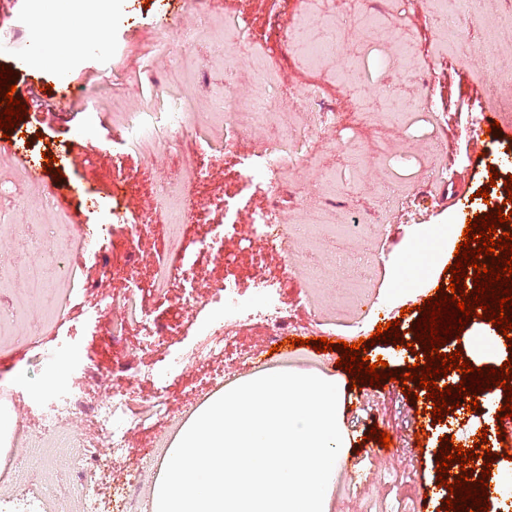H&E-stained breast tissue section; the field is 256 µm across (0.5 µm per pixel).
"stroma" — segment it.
<instances>
[{"mask_svg": "<svg viewBox=\"0 0 512 512\" xmlns=\"http://www.w3.org/2000/svg\"><path fill=\"white\" fill-rule=\"evenodd\" d=\"M344 0H204L182 14L177 28L162 26L161 0H105L100 11L76 7L58 11L42 0L43 19L56 38L44 52L25 46L35 26L27 0H0V66L12 69L15 85L31 80L54 84L67 69L86 97L85 112H62L27 104L23 121L6 140L27 145L32 156L70 153L73 164L62 178L24 181V169L0 153V225H15L0 238V272L12 287L0 291V317L23 309L27 322L0 346V411L14 420L7 459H0V483L10 484L21 449L40 434L35 398L58 369L80 364L78 384L88 400L106 393L138 403L164 392L167 416L131 429L129 454L112 462L104 484L119 486L139 476L149 496L154 472L142 469L145 454L161 457L156 441L171 442L180 426L208 398L233 382L288 368L340 376L339 414L348 438L333 484L329 512H437L449 492L439 487L436 456L442 436L472 447L503 398H480L478 411L454 414L443 433L426 413V400L410 401L399 382L381 387L353 384L338 372L339 351L319 352L307 339L360 336L369 340L370 358L390 361L394 343L372 341L370 316L398 320L407 332L430 295L421 281L402 282L408 266H424L411 254L417 240L439 237L454 222L449 201L455 193L475 194L489 186L486 167L474 154L475 142L493 151H512V134L489 135L485 116L500 104L491 85L512 90V0H361L353 19H345ZM494 45L496 60L480 50ZM246 52L247 67L230 57ZM264 104L274 114L259 126L238 129L239 114L224 112L226 98ZM126 112H178L182 131L161 137L152 149L120 141L112 134L113 103ZM315 132L312 161L294 145ZM268 141L288 144V167L279 181L247 185L240 155ZM198 163L197 216L183 236L192 258L194 287L172 288L164 298L147 297L148 319L167 326L151 338L142 326L127 334L122 349L112 346L114 312L108 300L122 293L128 275L152 279L166 248L165 222L151 216L159 172ZM232 202L237 224H225L224 204ZM278 203L284 224H365L363 236L325 243V256L370 253L358 300L348 286L316 290L302 259L275 251L254 237V215ZM105 225L104 238L73 242L66 264L76 292L53 294L56 322H46L39 304L24 288L23 273L46 262L44 247L62 226ZM224 224L222 248L207 247L217 224ZM230 278L241 292L274 285L298 351L273 349L263 322L238 328L224 355L210 352L223 309L212 287ZM63 342L74 354L45 367L43 355ZM124 354L134 366L156 374L157 382L128 383L112 373ZM181 354L186 365L168 376L166 359ZM423 411L426 436L416 440L411 418ZM389 433V452L374 454L371 428Z\"/></svg>", "mask_w": 512, "mask_h": 512, "instance_id": "stroma-1", "label": "stroma"}]
</instances>
